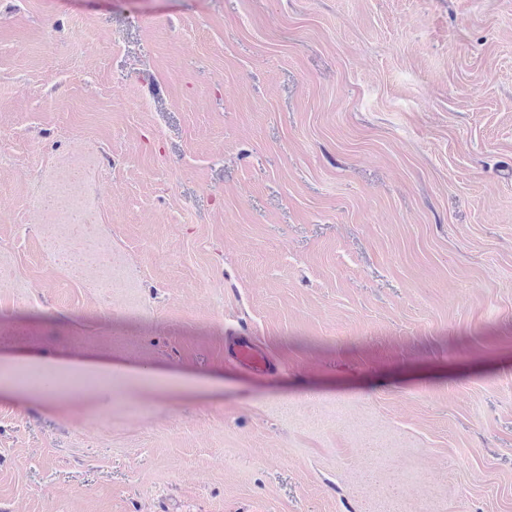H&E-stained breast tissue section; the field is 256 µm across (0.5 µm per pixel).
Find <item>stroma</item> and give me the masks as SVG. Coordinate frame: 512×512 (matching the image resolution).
I'll list each match as a JSON object with an SVG mask.
<instances>
[{
  "instance_id": "obj_1",
  "label": "stroma",
  "mask_w": 512,
  "mask_h": 512,
  "mask_svg": "<svg viewBox=\"0 0 512 512\" xmlns=\"http://www.w3.org/2000/svg\"><path fill=\"white\" fill-rule=\"evenodd\" d=\"M0 512H512V0H0ZM83 252L77 251L71 244H64L55 249L51 254V259L58 265L66 268L70 275L75 278H83ZM224 353L241 368L262 373L270 368L267 353L255 345L247 336H238L224 346Z\"/></svg>"
}]
</instances>
